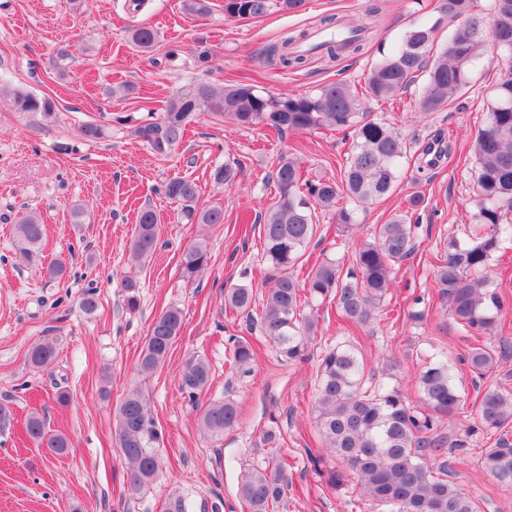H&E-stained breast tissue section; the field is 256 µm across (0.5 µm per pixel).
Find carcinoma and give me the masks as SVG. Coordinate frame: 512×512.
<instances>
[{"label": "carcinoma", "mask_w": 512, "mask_h": 512, "mask_svg": "<svg viewBox=\"0 0 512 512\" xmlns=\"http://www.w3.org/2000/svg\"><path fill=\"white\" fill-rule=\"evenodd\" d=\"M491 2V17L486 19L476 13V0H438V19L408 29L369 69L359 92L343 81L297 95H271L242 82L216 87L195 81L170 96L160 117L135 128L136 138L160 155L180 144L187 126L201 111L244 128L264 126L281 136L317 129L351 132L352 143L338 182L304 181L296 158H279L272 176L279 200L266 212L260 226L264 254L277 276L257 311L252 308V289L237 286L224 294V305L246 315L249 325L259 328L288 359L301 358L316 332L314 319L301 313V294L312 299L331 298L340 318L353 327H362L390 291L393 266L414 250L412 219L396 218L380 225L374 239L355 250L352 269L345 272L326 259L302 282L293 274L302 249L316 232L317 213L331 214L336 223L351 226L355 223L354 210L339 204L340 199L358 207L383 198L398 181L406 162L400 134L362 116L364 101H393L423 73L419 110L436 112L470 88L473 63L488 42L506 51L512 60V0ZM275 4L283 11L297 12L305 0H224V14L229 18H262ZM444 22L453 29L439 46L435 35ZM321 25L343 34L341 39L321 45L333 62L347 49L361 51L369 30V24L356 18L342 21L329 16ZM157 38L148 27L131 31L133 44L143 50L152 48ZM309 39L305 31L293 33L268 54L278 57L285 68L297 67L306 61L298 44ZM4 93L19 112L39 114L47 120L54 116V102L48 98L0 85V94ZM492 97L474 140L481 192L478 221L484 232L455 246L435 271L436 287L448 302L454 321L475 340L491 329L508 305L507 298L493 286L488 264L499 250L504 217L512 212V65L500 73ZM239 174L240 167L226 164L214 169L213 179L229 185ZM162 192L181 205L186 217H194L201 224L224 223L222 206L195 212L192 203L198 187L194 181L171 178L162 185ZM44 236L45 226L34 214H26L14 224L13 243L25 264L40 262ZM158 236L155 211L142 208L129 244L130 262L138 266L144 263L153 253ZM209 260L206 241L189 243L180 259L183 276L195 278ZM123 288L125 306L136 309L140 303L137 283L127 277ZM182 325L183 315L177 308H169L153 320L139 355V373L150 374L166 360ZM54 355L52 343L37 342L29 350V362L41 367ZM254 358V346L247 339L239 337L232 342L230 367L235 372H250ZM494 363L489 350L471 347L467 364L475 376H485ZM210 377L211 365L205 357L196 354L189 358L181 386L191 403H196ZM366 382L356 346L339 344L325 351L317 388V427L326 447L350 469L361 495L395 512H477L475 502L448 480L445 448L466 447L461 439L448 442L439 424V417L452 418L463 406V398L452 383L451 367L433 363L421 374L422 409L411 405L398 388L372 387ZM477 414L487 430L506 427L512 423V393L505 389L486 391ZM117 422L120 448L130 471V489L137 492L157 476L160 459L156 448L161 441L150 406L139 390L126 395L118 408ZM238 422L239 412L231 400H211L203 406L201 424L211 435H222ZM26 431L54 454L61 455L69 448V439L49 433L44 418L37 413L27 417ZM478 463L500 485L512 488L511 439L499 437L493 447L483 450ZM286 488L285 463L282 457L272 455L265 464L244 471L238 495L248 512H274L284 501Z\"/></svg>", "instance_id": "1"}]
</instances>
